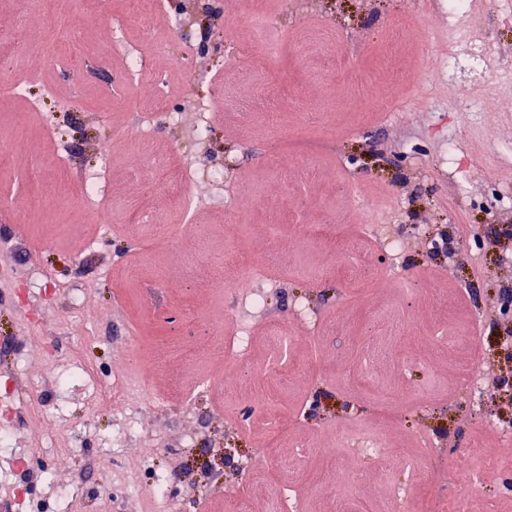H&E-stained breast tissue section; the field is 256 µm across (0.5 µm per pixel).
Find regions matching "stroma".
<instances>
[{"instance_id":"stroma-1","label":"stroma","mask_w":512,"mask_h":512,"mask_svg":"<svg viewBox=\"0 0 512 512\" xmlns=\"http://www.w3.org/2000/svg\"><path fill=\"white\" fill-rule=\"evenodd\" d=\"M27 0H0V40L25 15V38L39 43L59 20L80 25L90 52L122 40L151 68L166 71L171 92L151 119L140 148L113 142L112 130L133 124L125 95L106 99L108 78L123 82L125 62L94 69L80 99L55 66L32 52L15 59L18 72L39 73L24 95L0 94V139L23 131L25 152L0 166V195L20 193L26 172L42 159L67 152L69 176L58 190L66 207L24 218L0 219V426L11 447H0V502L11 507L71 512L64 489L80 485L79 512H98L99 490L111 482L126 512H167L170 503L199 512H237L222 489L241 485L251 512H269V487L292 490L294 512H448L463 499L469 512H512V454L487 460L483 449L512 434V146L496 133L512 127V0H478L471 15H455L439 0H264L271 35L283 38L277 62L254 54L228 59L226 30L246 36L244 0H168L154 22L157 38L183 56L182 71H167L164 55L144 38L130 0H50L28 11ZM400 34L397 67L411 86L395 91L390 111H373L361 82L382 71V44ZM495 61L483 76L465 66L477 41ZM460 62L438 80L419 77L425 56ZM496 91L474 111L461 100L483 78ZM223 84L207 131L192 102ZM53 90L70 114L58 136L46 133V114L32 102ZM311 144L317 167L299 164L287 182L269 174L282 150ZM176 145L173 166L190 171L197 236L172 243L151 225L131 224L125 206L154 196L157 221L176 224L178 212L156 192L146 160ZM111 159L107 224L94 222L83 199L85 178ZM223 170L224 185L209 174ZM447 239L446 251L432 243ZM265 265L254 290L260 308L213 284L214 261L226 245ZM360 251L358 287L336 275L346 245ZM200 254L186 272L189 254ZM168 288L153 293L154 280ZM304 305L321 331L302 341L294 322ZM405 316L413 328L401 338L386 326ZM90 320L93 334L79 345L68 336ZM232 320L250 338L232 378L216 350L215 328ZM482 336L480 409L466 395L472 354L457 341L460 328ZM296 340L279 362L278 329ZM450 337L413 369L415 355L435 335ZM91 382L60 387L71 364ZM269 375L270 409L279 428L268 432L252 413V386ZM393 388L391 407L373 405L366 379ZM120 385L139 403L135 427L124 410L92 407L94 384ZM384 430L396 465L388 478L371 469L353 482L318 451L342 434ZM433 443L427 462L436 477L416 484L407 466L418 453L414 436ZM316 454L296 460L298 444ZM236 448L222 469L208 465V449ZM476 450L478 484L458 473L452 455ZM263 453V480L242 486L240 456ZM168 493L152 494L157 481Z\"/></svg>"}]
</instances>
